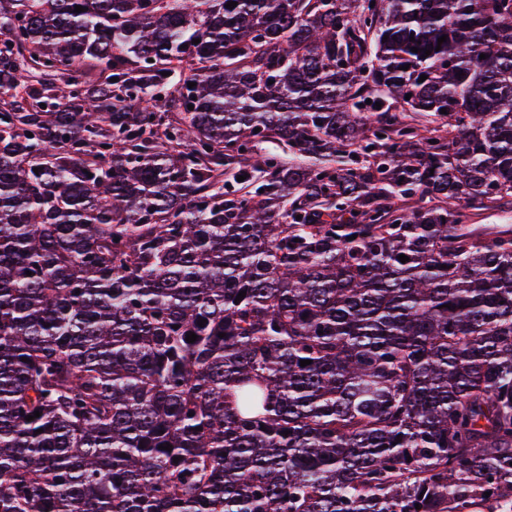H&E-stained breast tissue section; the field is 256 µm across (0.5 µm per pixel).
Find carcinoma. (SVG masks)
<instances>
[{
	"instance_id": "carcinoma-1",
	"label": "carcinoma",
	"mask_w": 512,
	"mask_h": 512,
	"mask_svg": "<svg viewBox=\"0 0 512 512\" xmlns=\"http://www.w3.org/2000/svg\"><path fill=\"white\" fill-rule=\"evenodd\" d=\"M227 2L0 0V512H512V0Z\"/></svg>"
}]
</instances>
